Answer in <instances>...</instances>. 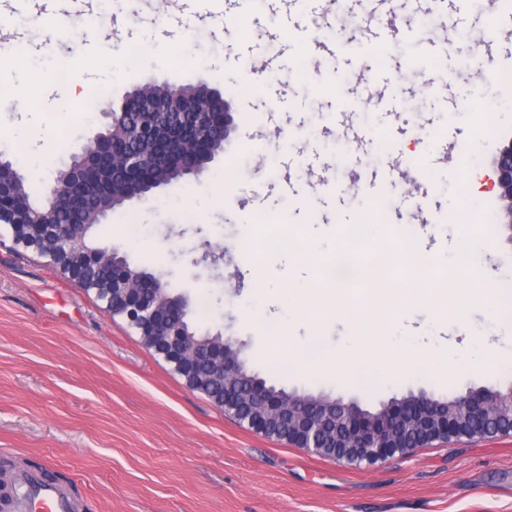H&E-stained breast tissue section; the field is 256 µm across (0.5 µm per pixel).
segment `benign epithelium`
<instances>
[{
  "label": "benign epithelium",
  "mask_w": 512,
  "mask_h": 512,
  "mask_svg": "<svg viewBox=\"0 0 512 512\" xmlns=\"http://www.w3.org/2000/svg\"><path fill=\"white\" fill-rule=\"evenodd\" d=\"M157 84L147 81L144 86ZM159 85L165 95L158 99L144 100L140 87L135 86L124 93L119 105L106 102L102 116L108 120V126L130 127L134 121L140 125L148 122L152 127L162 123L179 138L195 131L197 117L207 113L212 118L207 130L196 137L198 152L202 151L201 143L222 140L235 131L232 102L224 99L219 90L203 81L193 86L191 94L186 93V87L167 81ZM71 160L69 171L53 179L42 204L27 201L24 175L10 162L0 160V173L9 174L20 200L8 206L0 196V223L25 227L21 243L46 255L60 270L67 267L71 256L83 252L85 225L104 223L110 212L96 195L88 192L86 174L108 182L114 162L122 161L127 174L139 176L141 191L126 197L130 202L163 187L153 179L152 172L167 164L160 150L149 157L131 147L125 137L101 133ZM493 166L500 217L512 231V140L498 150ZM63 199L79 201L84 219L70 222L60 242L55 231L62 223ZM106 292V304L112 306V314L124 317L141 335L154 337L156 352L168 361L177 364L199 359L206 363L209 378L247 383L243 395L231 389L224 392V400L215 402L218 408L236 416L245 398L252 403L251 413L243 419L248 427L266 434L283 421L288 424L290 444L339 463L376 464L406 455L412 447L405 444L404 431L411 427L418 428L429 440L446 442L453 438L512 433V385L504 391L483 388L448 399L433 398L421 391L401 400L382 402L374 412L341 399L329 405L311 402L304 396L266 386L248 370L233 338L228 336L205 345L197 343L185 325L187 300L171 294L162 278L140 280L136 267L127 261L112 276Z\"/></svg>",
  "instance_id": "1"
}]
</instances>
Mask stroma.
<instances>
[{"mask_svg":"<svg viewBox=\"0 0 512 512\" xmlns=\"http://www.w3.org/2000/svg\"><path fill=\"white\" fill-rule=\"evenodd\" d=\"M16 0L0 25L32 52L0 63V81L17 69L37 74L69 56V84L90 79L85 16L96 0ZM63 11L59 36L45 35L27 10ZM203 24L173 27L180 0H123L103 16L113 35L127 23L130 60L115 64L108 98L153 77L177 85L206 82L231 99L237 131L199 179L153 190L110 212L96 230L132 263L154 269L189 318L237 339L250 371L267 384L376 410L423 391L454 397L512 386V360L435 376L422 369L371 389L327 374L308 377L277 338L319 336L325 351L354 331L345 319L321 326L289 321L270 303L257 312L252 290L305 276L275 250L273 277L254 275L255 224H300L294 251L308 242L337 252L345 225L376 224L353 252L359 271L395 288L409 270L388 264L401 227L426 220L446 256L472 214L477 263L512 283V235L498 222L495 147L512 138V0L476 9L465 0H201ZM167 43L172 58L137 60L142 47ZM496 103L486 112L483 101ZM38 113L29 143L12 128ZM98 109L62 98L54 111L36 91L0 95V157L24 174L42 201L62 161L104 131ZM48 154L30 164L29 150ZM15 472L33 464L73 488L76 512H512V435L435 442L374 465L344 466L268 438L188 389L149 351L123 317L34 250L13 246L0 223V461Z\"/></svg>","mask_w":512,"mask_h":512,"instance_id":"1","label":"stroma"}]
</instances>
